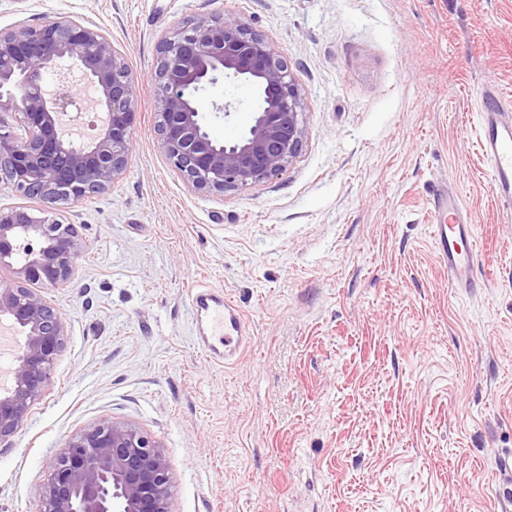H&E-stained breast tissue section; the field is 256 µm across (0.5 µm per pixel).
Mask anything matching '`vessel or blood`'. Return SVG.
I'll list each match as a JSON object with an SVG mask.
<instances>
[{"label":"vessel or blood","mask_w":512,"mask_h":512,"mask_svg":"<svg viewBox=\"0 0 512 512\" xmlns=\"http://www.w3.org/2000/svg\"><path fill=\"white\" fill-rule=\"evenodd\" d=\"M479 139L492 192L503 209L511 212L512 101L492 91L482 96ZM430 196L435 249L448 267V285L460 291L473 288L475 240L471 220L456 191L446 185H434ZM191 303L196 315V342L212 361L229 362L249 346L251 338L246 324L222 289H196L191 293Z\"/></svg>","instance_id":"1"}]
</instances>
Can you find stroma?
Masks as SVG:
<instances>
[{
  "label": "stroma",
  "mask_w": 512,
  "mask_h": 512,
  "mask_svg": "<svg viewBox=\"0 0 512 512\" xmlns=\"http://www.w3.org/2000/svg\"><path fill=\"white\" fill-rule=\"evenodd\" d=\"M224 15L263 35L304 97L282 175L192 189L162 152L160 40ZM99 30L136 88L130 160L55 216L82 240L72 282L34 284L66 329L43 396L0 443V512H39L57 453L101 420L162 445L171 512H512V222L476 133L512 92V0H0V30ZM203 104L238 135L252 91ZM475 217L479 283L448 286L430 187ZM223 289L254 336L223 365L194 342L191 293Z\"/></svg>",
  "instance_id": "obj_1"
}]
</instances>
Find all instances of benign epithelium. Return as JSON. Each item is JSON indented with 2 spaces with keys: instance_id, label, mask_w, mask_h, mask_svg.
Instances as JSON below:
<instances>
[{
  "instance_id": "7a95c632",
  "label": "benign epithelium",
  "mask_w": 512,
  "mask_h": 512,
  "mask_svg": "<svg viewBox=\"0 0 512 512\" xmlns=\"http://www.w3.org/2000/svg\"><path fill=\"white\" fill-rule=\"evenodd\" d=\"M76 63L97 91L104 117L90 141L65 139L58 126L79 101L42 91L44 74L66 77ZM250 85L252 119L233 141L213 137L198 94L219 79ZM155 87L160 148L191 186L226 192L283 174L305 138L301 88L272 44L238 20L201 18L159 45ZM136 89L123 59L98 30L67 20L0 31V183L23 196L77 205L126 170L136 123ZM81 249L73 224L25 208H0V266L15 282L0 288V323L25 333L10 383L0 388V442L13 436L41 398L64 345L54 307L27 288L71 283ZM40 512H171L162 447L142 430L108 419L72 437L38 489Z\"/></svg>"
}]
</instances>
